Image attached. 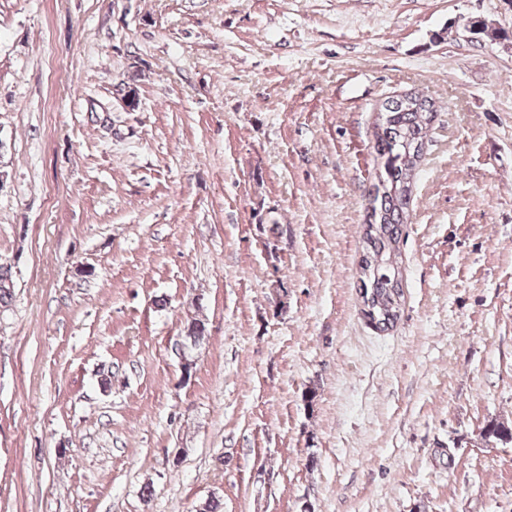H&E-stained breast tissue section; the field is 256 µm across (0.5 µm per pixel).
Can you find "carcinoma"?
I'll use <instances>...</instances> for the list:
<instances>
[{"label":"carcinoma","mask_w":512,"mask_h":512,"mask_svg":"<svg viewBox=\"0 0 512 512\" xmlns=\"http://www.w3.org/2000/svg\"><path fill=\"white\" fill-rule=\"evenodd\" d=\"M436 112L433 101L411 92L387 99L375 125L373 149L379 163L364 224L358 291L363 316L377 331L392 328L398 320L403 296L398 261L401 226ZM485 433L490 441L512 440V427L497 421L489 422Z\"/></svg>","instance_id":"obj_1"}]
</instances>
